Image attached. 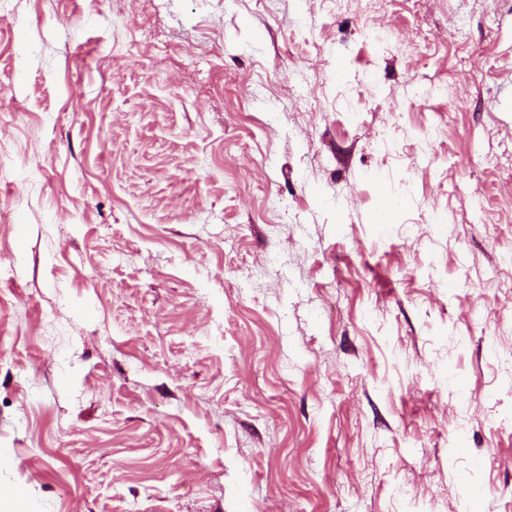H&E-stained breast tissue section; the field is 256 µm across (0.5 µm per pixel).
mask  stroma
<instances>
[{"label": "stroma", "mask_w": 512, "mask_h": 512, "mask_svg": "<svg viewBox=\"0 0 512 512\" xmlns=\"http://www.w3.org/2000/svg\"><path fill=\"white\" fill-rule=\"evenodd\" d=\"M4 15L0 512H512V0Z\"/></svg>", "instance_id": "stroma-1"}]
</instances>
